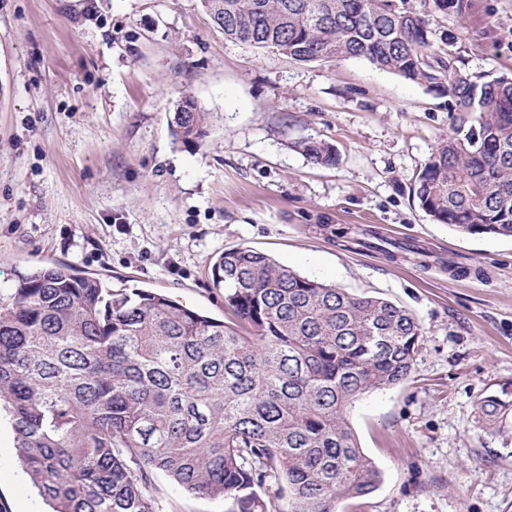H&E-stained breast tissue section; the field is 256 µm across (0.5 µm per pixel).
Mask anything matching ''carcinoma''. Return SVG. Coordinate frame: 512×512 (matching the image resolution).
<instances>
[{
	"instance_id": "cac0c4a2",
	"label": "carcinoma",
	"mask_w": 512,
	"mask_h": 512,
	"mask_svg": "<svg viewBox=\"0 0 512 512\" xmlns=\"http://www.w3.org/2000/svg\"><path fill=\"white\" fill-rule=\"evenodd\" d=\"M403 2L202 0L228 40L298 62L364 59L448 96L451 132L417 175L418 205L460 233L512 238V76L469 73ZM171 124L196 144L207 114L184 96ZM298 148L338 164L323 140ZM211 274L225 320L71 265L17 274L0 307V418L53 512H154L155 472L225 512H280L259 494L271 482L291 512H337L378 487L347 412L410 375L417 318L249 247L224 250ZM507 407L490 396L480 414L491 426Z\"/></svg>"
}]
</instances>
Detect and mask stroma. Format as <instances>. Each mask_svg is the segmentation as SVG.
Masks as SVG:
<instances>
[{"instance_id":"35a3bbf8","label":"stroma","mask_w":512,"mask_h":512,"mask_svg":"<svg viewBox=\"0 0 512 512\" xmlns=\"http://www.w3.org/2000/svg\"><path fill=\"white\" fill-rule=\"evenodd\" d=\"M436 13L476 75L512 74V0ZM208 114L175 138L176 103ZM447 97L359 59L297 63L228 41L201 0H0V307L16 275L73 265L112 289L159 291L220 319L211 267L247 246L302 276L409 310L424 336L409 377L348 413L382 473L338 512H512V239L436 223L412 194L449 131ZM314 138L339 162L296 149ZM371 229L426 264L344 242ZM468 267L449 273L448 258ZM0 422V512H46ZM155 512H224L154 474ZM171 124L178 140L184 144H197L207 133V114L192 97L184 96L176 104ZM297 147L316 164L323 166H336L339 155L333 145L312 138L298 142Z\"/></svg>"}]
</instances>
